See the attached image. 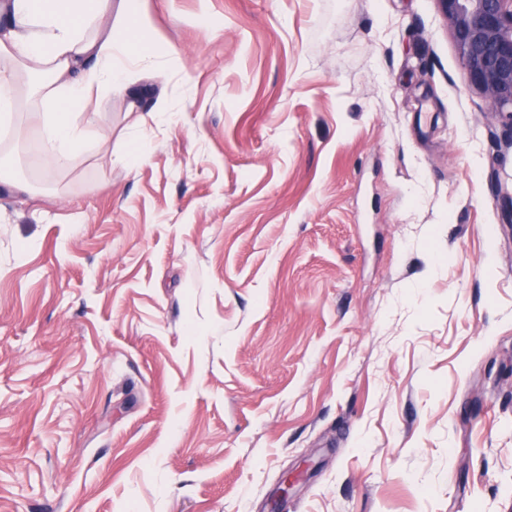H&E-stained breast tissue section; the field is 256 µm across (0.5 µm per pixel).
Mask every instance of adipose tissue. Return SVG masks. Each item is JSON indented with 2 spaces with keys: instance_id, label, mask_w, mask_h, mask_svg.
I'll return each instance as SVG.
<instances>
[{
  "instance_id": "adipose-tissue-1",
  "label": "adipose tissue",
  "mask_w": 512,
  "mask_h": 512,
  "mask_svg": "<svg viewBox=\"0 0 512 512\" xmlns=\"http://www.w3.org/2000/svg\"><path fill=\"white\" fill-rule=\"evenodd\" d=\"M148 31L141 0H0V125L24 139L31 108L42 150L69 167L98 137L92 97L152 68Z\"/></svg>"
}]
</instances>
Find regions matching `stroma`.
Segmentation results:
<instances>
[{
	"instance_id": "1",
	"label": "stroma",
	"mask_w": 512,
	"mask_h": 512,
	"mask_svg": "<svg viewBox=\"0 0 512 512\" xmlns=\"http://www.w3.org/2000/svg\"><path fill=\"white\" fill-rule=\"evenodd\" d=\"M142 8L99 150L0 189V512H269L304 458L285 512H512V131L436 0Z\"/></svg>"
}]
</instances>
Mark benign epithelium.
Instances as JSON below:
<instances>
[{
    "label": "benign epithelium",
    "mask_w": 512,
    "mask_h": 512,
    "mask_svg": "<svg viewBox=\"0 0 512 512\" xmlns=\"http://www.w3.org/2000/svg\"><path fill=\"white\" fill-rule=\"evenodd\" d=\"M451 25L466 83L491 104L512 130V0H436ZM303 474L284 476L276 506L281 507Z\"/></svg>",
    "instance_id": "1"
}]
</instances>
